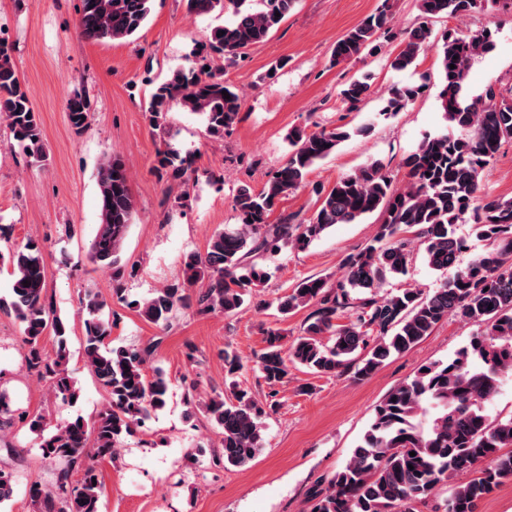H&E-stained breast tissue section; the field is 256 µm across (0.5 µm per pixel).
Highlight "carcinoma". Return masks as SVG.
<instances>
[{"label": "carcinoma", "mask_w": 512, "mask_h": 512, "mask_svg": "<svg viewBox=\"0 0 512 512\" xmlns=\"http://www.w3.org/2000/svg\"><path fill=\"white\" fill-rule=\"evenodd\" d=\"M297 0H187L197 15L220 8L233 19L211 31L210 47L236 58L268 39ZM485 0H419L420 21L404 33L401 49L390 67L409 69L424 51H439L444 86L440 109L456 135L446 132L425 137L401 160L407 171L405 186L396 188L385 165L374 160L340 177L329 190H316L318 206L309 219L295 213L270 216L281 198L307 182L312 168L327 158L352 134L364 135L372 125L353 131L344 126L308 132L294 127L286 139L291 146L287 162L260 190L244 184L234 197L240 223L216 232L205 253H191L185 261V280L155 290L134 302L155 324H165L174 311L195 304L198 313L231 314L245 303L253 288L269 273L258 259L288 244L306 249L338 224H353L377 212L381 217L373 239L345 264L343 280L334 284L318 276L297 283L280 297L277 310L286 316L311 308L301 334L289 346L278 328L266 330V346L258 368L268 385L288 377L290 367L301 366L319 376L334 375L351 364L359 379L370 377L393 355L428 336L448 316L477 327L469 343L454 357L425 365V371L397 386L374 410L360 444L341 470L308 498L306 512H415V504L448 487L444 512H478L495 489L512 481V416L488 419L486 405L512 376V197L492 196L484 190L483 170L512 142V96L490 87L468 99L465 84L473 60L493 47L494 32L487 28L466 33L445 31L433 35L431 21L467 15L483 8ZM150 14V0H82L78 29L91 40L133 36ZM392 33L391 17L381 7L365 17L336 42L335 64L378 49L377 41ZM13 49L0 40V116L15 141L37 162L46 159L41 124L27 90L19 79ZM455 68H450V65ZM192 63L159 83L148 108L149 123L161 125L173 104L202 115L209 135L224 137L238 120L242 97L222 75ZM423 84L394 85L379 116L396 117L417 100ZM229 98H224L222 92ZM370 85L351 79L341 91L342 102L353 110L368 96ZM68 119L80 132L87 124L90 100L76 92L66 102ZM157 163L168 178L186 186L189 163L172 150L158 153ZM100 226L89 248L91 260L111 271L112 294L124 300L121 253L135 201L126 164L108 158L98 172ZM458 224L472 225L487 247L465 266H458L464 241ZM418 245L428 267L445 274L436 288H401L385 295L378 289L387 276L405 275ZM11 293L0 297V313L21 325L24 358L29 371L50 383L54 396L70 402L77 397L68 370L69 325L46 299V269L41 245L32 239L8 249ZM456 268L448 277L446 272ZM204 287L186 294L197 283ZM104 300L88 290L78 315L84 329L85 365L108 395L93 426L80 416L65 421L42 438V458L55 465V479L47 488L39 481L27 485L33 512H101L103 483L97 468L116 459L125 437L167 405L170 380L151 367L156 344L142 348L112 345V324L102 318ZM347 317L349 321L340 322ZM51 334L55 349L45 350ZM220 435L224 465L243 467L263 447L266 411L251 392L232 383L230 395H218L203 404ZM22 422L40 434L44 416L15 414L9 396L0 392V432ZM480 465L475 475L459 485L449 478ZM82 472L72 481L74 470ZM18 479L0 470V505L15 494Z\"/></svg>", "instance_id": "1"}]
</instances>
